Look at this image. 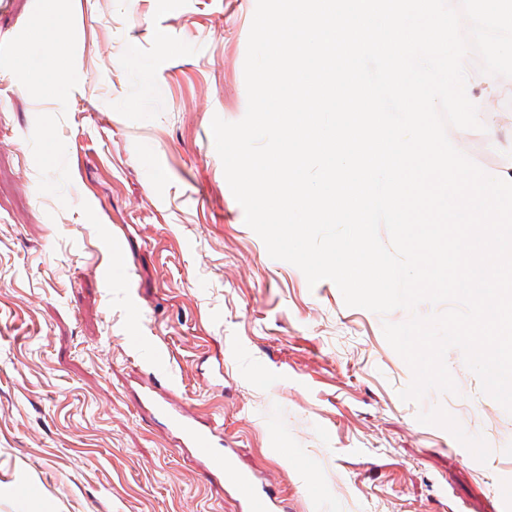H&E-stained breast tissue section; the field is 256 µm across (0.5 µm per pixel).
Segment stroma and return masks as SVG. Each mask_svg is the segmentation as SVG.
<instances>
[{"label":"stroma","instance_id":"obj_1","mask_svg":"<svg viewBox=\"0 0 512 512\" xmlns=\"http://www.w3.org/2000/svg\"><path fill=\"white\" fill-rule=\"evenodd\" d=\"M255 5L66 0L62 101L0 65V512H239L139 409L153 376L286 512H497L512 485V413L460 349L457 393L401 400L408 312L346 306L246 225L211 122L246 113ZM41 20L0 0V52L39 54ZM509 144L505 92L463 150L490 173Z\"/></svg>","mask_w":512,"mask_h":512}]
</instances>
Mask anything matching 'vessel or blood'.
Here are the masks:
<instances>
[{
    "label": "vessel or blood",
    "mask_w": 512,
    "mask_h": 512,
    "mask_svg": "<svg viewBox=\"0 0 512 512\" xmlns=\"http://www.w3.org/2000/svg\"><path fill=\"white\" fill-rule=\"evenodd\" d=\"M140 399L145 407L163 417L178 447L192 449L203 470L223 478L242 512H279L281 501L269 482L260 481L254 471L241 467L235 449L225 447L218 427L201 422L173 390L156 383L144 387Z\"/></svg>",
    "instance_id": "b4317fda"
}]
</instances>
